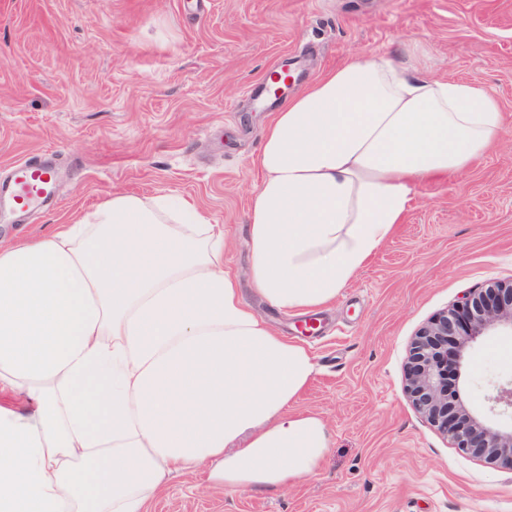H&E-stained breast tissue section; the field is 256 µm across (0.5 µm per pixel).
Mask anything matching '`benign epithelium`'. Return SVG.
<instances>
[{
  "label": "benign epithelium",
  "instance_id": "7a95c632",
  "mask_svg": "<svg viewBox=\"0 0 512 512\" xmlns=\"http://www.w3.org/2000/svg\"><path fill=\"white\" fill-rule=\"evenodd\" d=\"M512 331V283L480 288L460 305L422 326L412 342L406 389L416 410L456 448L512 469V429L503 431L469 411L460 391L448 392V371L455 370L473 340L496 328ZM489 412L512 415V379L492 385Z\"/></svg>",
  "mask_w": 512,
  "mask_h": 512
}]
</instances>
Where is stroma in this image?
<instances>
[{
	"label": "stroma",
	"instance_id": "1",
	"mask_svg": "<svg viewBox=\"0 0 512 512\" xmlns=\"http://www.w3.org/2000/svg\"><path fill=\"white\" fill-rule=\"evenodd\" d=\"M414 42L432 72L479 82L505 111L500 143L463 174L418 187L411 208L324 310L284 313L251 291L254 164L281 102L357 56ZM52 154L53 203L0 226L1 240L72 223L109 193L171 194L224 227V268L244 301L309 349L296 403L334 445L305 479L230 492L174 479L149 512H512V469L463 455L413 407L411 341L433 315L512 280V0H0V182ZM512 378V335L478 337L461 363L467 406Z\"/></svg>",
	"mask_w": 512,
	"mask_h": 512
}]
</instances>
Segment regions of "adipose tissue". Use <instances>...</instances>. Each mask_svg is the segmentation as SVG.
Wrapping results in <instances>:
<instances>
[{"instance_id": "obj_1", "label": "adipose tissue", "mask_w": 512, "mask_h": 512, "mask_svg": "<svg viewBox=\"0 0 512 512\" xmlns=\"http://www.w3.org/2000/svg\"><path fill=\"white\" fill-rule=\"evenodd\" d=\"M353 58L285 101L248 213L254 292L332 303L406 217L415 189L466 171L505 115L480 84ZM310 351L224 270V227L170 195L112 192L0 246V512H148L172 477L273 491L315 472L327 422L294 405Z\"/></svg>"}]
</instances>
